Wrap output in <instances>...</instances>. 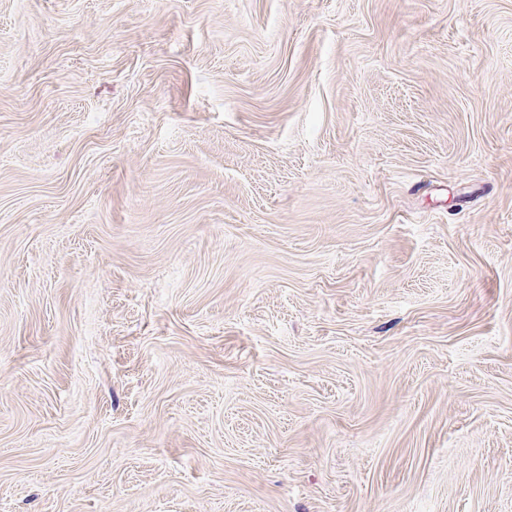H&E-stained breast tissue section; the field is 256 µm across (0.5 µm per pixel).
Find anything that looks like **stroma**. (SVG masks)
Segmentation results:
<instances>
[{"label": "stroma", "instance_id": "1", "mask_svg": "<svg viewBox=\"0 0 512 512\" xmlns=\"http://www.w3.org/2000/svg\"><path fill=\"white\" fill-rule=\"evenodd\" d=\"M0 512H512V0H0Z\"/></svg>", "mask_w": 512, "mask_h": 512}]
</instances>
